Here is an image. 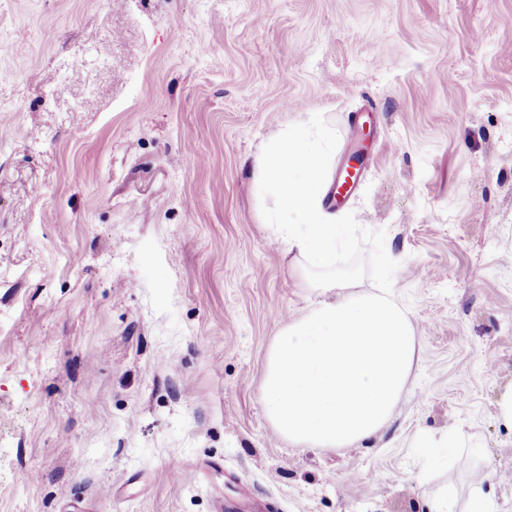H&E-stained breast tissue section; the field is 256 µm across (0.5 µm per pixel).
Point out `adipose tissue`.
<instances>
[{"mask_svg": "<svg viewBox=\"0 0 512 512\" xmlns=\"http://www.w3.org/2000/svg\"><path fill=\"white\" fill-rule=\"evenodd\" d=\"M334 130L315 121L288 127L262 149L253 192L271 200L266 223L294 258L301 287L322 296L281 326L265 357L267 416L289 443L351 448L390 421L421 356L408 311L387 289L364 292L337 272L350 227L325 212ZM475 469L468 496L454 483L439 487L432 512H495Z\"/></svg>", "mask_w": 512, "mask_h": 512, "instance_id": "adipose-tissue-1", "label": "adipose tissue"}]
</instances>
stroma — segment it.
<instances>
[{
  "label": "stroma",
  "instance_id": "obj_1",
  "mask_svg": "<svg viewBox=\"0 0 512 512\" xmlns=\"http://www.w3.org/2000/svg\"><path fill=\"white\" fill-rule=\"evenodd\" d=\"M315 118L332 168L366 152L337 267L422 340L355 448L290 445L262 394L319 295L252 174ZM509 387L512 0H0V512H431L476 465L512 512ZM420 445L421 448H448V459L456 453V448H463L460 447L461 443L454 428H448V432L438 438L423 436Z\"/></svg>",
  "mask_w": 512,
  "mask_h": 512
}]
</instances>
